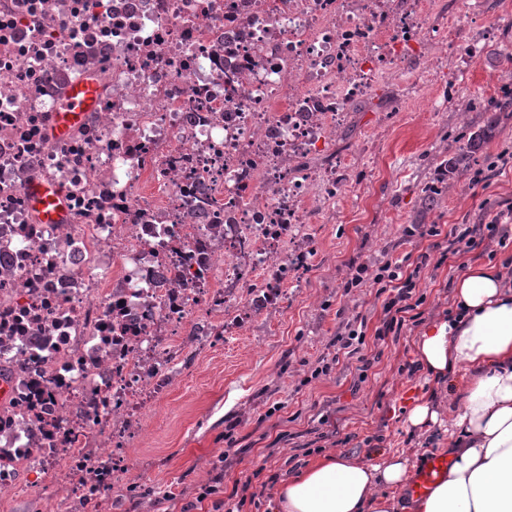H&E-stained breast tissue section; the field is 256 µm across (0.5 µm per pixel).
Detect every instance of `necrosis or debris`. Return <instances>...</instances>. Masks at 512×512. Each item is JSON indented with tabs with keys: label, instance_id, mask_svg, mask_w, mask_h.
<instances>
[{
	"label": "necrosis or debris",
	"instance_id": "1",
	"mask_svg": "<svg viewBox=\"0 0 512 512\" xmlns=\"http://www.w3.org/2000/svg\"><path fill=\"white\" fill-rule=\"evenodd\" d=\"M430 0H0V503L101 512L190 347L280 304ZM99 104L64 139L74 81ZM58 185L42 223L30 189ZM50 507V497L20 493L8 501L9 512H47Z\"/></svg>",
	"mask_w": 512,
	"mask_h": 512
}]
</instances>
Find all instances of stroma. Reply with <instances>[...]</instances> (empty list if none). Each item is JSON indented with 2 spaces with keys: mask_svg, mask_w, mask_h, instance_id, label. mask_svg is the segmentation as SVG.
<instances>
[{
  "mask_svg": "<svg viewBox=\"0 0 512 512\" xmlns=\"http://www.w3.org/2000/svg\"><path fill=\"white\" fill-rule=\"evenodd\" d=\"M466 0H436L432 23L447 46H427L405 71L380 85L336 135L347 156L350 187L335 206L316 212L317 245L279 309L262 314L243 335L190 352L170 392L152 408L129 448L142 481L118 480L108 512H219L218 494L250 481L242 512H273L271 476L324 455H403L424 467L448 446L447 423L410 428L415 400L432 383L415 368L413 344L434 317L453 307L464 260H512L506 242L441 255L424 225L485 224L512 207V114L477 165L459 175L432 208L423 188L455 142L482 125L485 106L512 94V0H483L477 23L462 22ZM480 54L463 81L446 74L469 44ZM444 98L440 112L424 107ZM425 259L417 281V324L377 338L384 300L372 279L388 259ZM367 282H347L357 270ZM363 328V358L336 359V338Z\"/></svg>",
  "mask_w": 512,
  "mask_h": 512,
  "instance_id": "35a3bbf8",
  "label": "stroma"
}]
</instances>
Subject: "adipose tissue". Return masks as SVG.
Returning <instances> with one entry per match:
<instances>
[{
    "label": "adipose tissue",
    "mask_w": 512,
    "mask_h": 512,
    "mask_svg": "<svg viewBox=\"0 0 512 512\" xmlns=\"http://www.w3.org/2000/svg\"><path fill=\"white\" fill-rule=\"evenodd\" d=\"M453 305L414 342L436 390L407 416L421 429L451 413L447 473L411 502L407 458L326 455L280 481L274 512H512V265L464 263Z\"/></svg>",
    "instance_id": "adipose-tissue-1"
}]
</instances>
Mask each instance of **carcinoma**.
<instances>
[{"instance_id": "cac0c4a2", "label": "carcinoma", "mask_w": 512, "mask_h": 512, "mask_svg": "<svg viewBox=\"0 0 512 512\" xmlns=\"http://www.w3.org/2000/svg\"><path fill=\"white\" fill-rule=\"evenodd\" d=\"M485 111L489 112L486 123L470 132L462 143L448 149V157L444 158L439 165L436 182L423 191L425 205H434L442 193L441 184L454 179L477 162V155L483 145L492 137L498 122V113L512 112V99L504 98L485 108Z\"/></svg>"}]
</instances>
